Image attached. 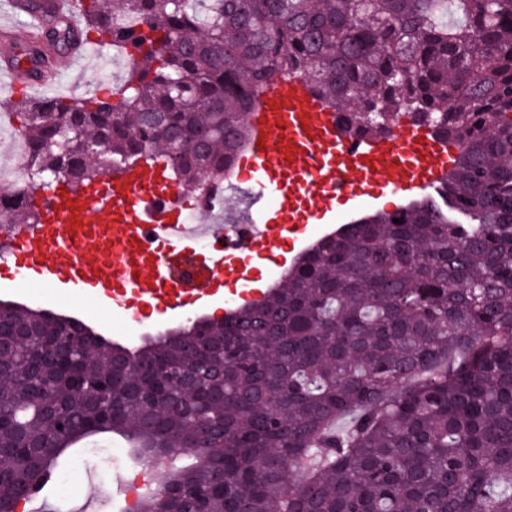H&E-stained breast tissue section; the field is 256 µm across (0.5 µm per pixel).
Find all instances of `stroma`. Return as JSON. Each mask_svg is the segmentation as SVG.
Returning <instances> with one entry per match:
<instances>
[{"label":"stroma","instance_id":"35a3bbf8","mask_svg":"<svg viewBox=\"0 0 512 512\" xmlns=\"http://www.w3.org/2000/svg\"><path fill=\"white\" fill-rule=\"evenodd\" d=\"M129 64L128 58L110 47L90 48L85 58L68 61L61 68L57 77L60 93L88 96L104 88L117 89L126 78ZM13 75L10 63L0 59V196L11 193L19 185L39 188L44 183L43 177L26 173L13 148L20 128L19 118L8 107L15 98L9 84ZM1 299L77 317L100 334L129 345L138 343L145 334L202 315H213L216 302L211 299L203 303L191 302L176 315H161L150 307H143L142 319L132 331L122 312L79 293L56 292L45 287L36 274L21 275L7 268H0ZM154 475L153 469L130 460L103 477L76 479L66 495L60 494L56 485H48L32 502L31 509L41 512L48 503L55 512H122L124 506L134 505L142 485L153 482Z\"/></svg>","mask_w":512,"mask_h":512}]
</instances>
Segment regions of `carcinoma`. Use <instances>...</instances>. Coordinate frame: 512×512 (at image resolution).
<instances>
[{"instance_id": "1", "label": "carcinoma", "mask_w": 512, "mask_h": 512, "mask_svg": "<svg viewBox=\"0 0 512 512\" xmlns=\"http://www.w3.org/2000/svg\"><path fill=\"white\" fill-rule=\"evenodd\" d=\"M78 10L77 30L48 14L26 64L79 40L129 70L105 97L12 102L38 174L81 187L156 159L193 194L236 164L245 116L292 76L346 134L406 119L455 160L435 193L325 235L262 298L134 348L0 301V512L104 434L172 461L136 512H512V0ZM8 199L10 223L39 222L25 189Z\"/></svg>"}]
</instances>
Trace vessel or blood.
I'll use <instances>...</instances> for the list:
<instances>
[{
	"mask_svg": "<svg viewBox=\"0 0 512 512\" xmlns=\"http://www.w3.org/2000/svg\"><path fill=\"white\" fill-rule=\"evenodd\" d=\"M59 69L56 61L38 65L23 85L52 84ZM248 124L236 175L248 211L242 223H185L182 199L161 166L123 165L78 192L48 190L41 223L0 226V266L37 271L48 287L91 294L130 317L142 302L176 313L188 296L213 295L223 275L241 283L246 301L256 292L254 278L231 255L272 251L283 265L285 234L308 232L307 221H255L269 199L322 220L334 204L363 196L434 190L450 165L446 143L409 125L388 137L348 139L335 112L301 77L272 84ZM203 237L211 251L201 256L196 245Z\"/></svg>",
	"mask_w": 512,
	"mask_h": 512,
	"instance_id": "b4317fda",
	"label": "vessel or blood"
}]
</instances>
